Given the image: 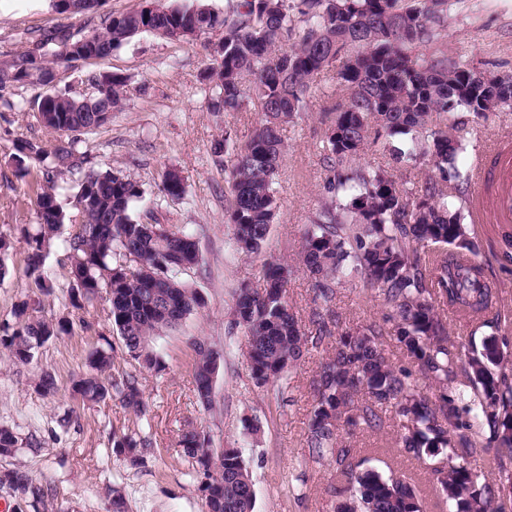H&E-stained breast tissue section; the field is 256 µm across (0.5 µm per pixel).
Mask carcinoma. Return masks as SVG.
<instances>
[{"label": "carcinoma", "instance_id": "cac0c4a2", "mask_svg": "<svg viewBox=\"0 0 512 512\" xmlns=\"http://www.w3.org/2000/svg\"><path fill=\"white\" fill-rule=\"evenodd\" d=\"M458 0H240L224 18L197 8L208 30L224 28L220 62L210 67L214 83L211 109L240 112L247 105L262 119L243 142L224 131L225 170L231 204L228 223L233 243L246 255L260 254L277 211L275 178L284 151L280 125L304 112L313 97L316 78L335 71L344 97L325 133L324 152L332 164L330 202L321 207L303 237L300 258L316 280L323 310L331 312L336 286L362 277L392 310L387 329L376 322L344 330L331 345L312 383L308 447L319 459L336 465L347 497L337 512H423L414 489L397 475L358 469L351 448L339 440L342 425L352 431H379L380 411L391 410L404 450L429 460L430 481L444 496L448 512H504L500 494L512 496V371L501 368L503 356L493 339L466 355L448 332V313L485 325L494 295L481 281L474 263L475 247L465 216L437 180L469 183L456 158L459 140L428 128L432 113L487 118L512 108V75L488 82L473 78V67L437 48L429 56L420 48L439 40L448 12ZM186 7L154 3L153 10L123 13L104 21L94 33L95 56L112 50L142 32L179 39V21ZM306 23L290 42L294 14ZM38 47H55L52 59L25 53L0 67V90L23 83L30 72L45 74V64L67 67L76 60L61 30L45 32ZM126 79L105 75L89 100L58 93L50 112H40L42 126L65 134L66 145L48 152L29 141L15 146L17 169L35 159L46 173L87 163L78 149L82 136L110 121L119 110ZM385 141L388 160L359 167L356 161L370 140ZM429 168L431 175L412 183L397 170ZM162 191L184 192L177 172L166 173ZM140 193L118 170L88 167L77 194L85 220L61 241L81 282L69 283L73 307L81 309L107 296L109 320L125 353L138 371L162 370L153 341L203 306V298L183 275L202 263L193 233L178 228L157 233L155 225L133 219ZM52 185L36 194L39 224L27 232L25 275L47 295L53 284L44 276L46 254L58 237L65 214L56 205ZM292 269L281 259L264 263L263 287L244 283L233 307L235 326L247 338L250 379L257 387L281 380L309 348L322 345L321 335L306 332L287 299ZM40 299L27 298L14 309L16 323L0 324V348L12 361L28 363L35 350L70 331L67 320L46 321L37 313ZM400 347L408 366L397 368L387 356L384 337ZM194 383L198 400L213 404L212 376L224 362V351L195 343ZM112 343L93 350L87 371L73 383L86 403L117 397L123 405L146 412L139 376L111 373ZM435 387L427 392L411 368ZM488 434L486 442H466V454L486 458L497 472L499 494L481 483V474L459 462L456 444L466 433ZM112 453L136 465L153 440L139 431L112 434ZM19 437L0 427V457L18 451ZM179 455L191 463L197 489L208 512H254L252 476L239 448H214L211 439L187 424L178 439ZM44 503V490L27 472H0V486Z\"/></svg>", "mask_w": 512, "mask_h": 512}]
</instances>
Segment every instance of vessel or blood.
I'll list each match as a JSON object with an SVG mask.
<instances>
[{"label":"vessel or blood","mask_w":512,"mask_h":512,"mask_svg":"<svg viewBox=\"0 0 512 512\" xmlns=\"http://www.w3.org/2000/svg\"><path fill=\"white\" fill-rule=\"evenodd\" d=\"M476 218L492 213L495 223L512 224V139L495 142L480 165L472 196Z\"/></svg>","instance_id":"b4317fda"}]
</instances>
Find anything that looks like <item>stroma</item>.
<instances>
[{
  "mask_svg": "<svg viewBox=\"0 0 512 512\" xmlns=\"http://www.w3.org/2000/svg\"><path fill=\"white\" fill-rule=\"evenodd\" d=\"M143 0H103L99 9L83 15L56 10L53 0H0V64L34 46L42 31L68 26L74 37L100 28L108 15L139 9ZM224 39L216 28L193 41H173L146 32L138 34L104 59L78 70L59 67L51 84L26 83L0 94V237L10 248L5 262L9 275L0 280V323L13 321L15 304L30 292L24 275L25 228L38 221L35 192L44 180L38 163L18 176L12 161L14 146L28 140L45 148L58 145V135L47 132L33 108L35 97L67 91L88 92L86 76L112 72L127 80L126 97L109 123L85 135L80 148L97 169L123 171L138 185L133 219L167 229L184 228L196 237L203 261L186 280L201 294L204 308L188 315L173 330L161 333L155 349L165 363L160 373L142 372L140 381L148 403L137 416L119 399L85 405L72 384L86 370L89 353L108 337L113 346V374L132 371L122 342L108 320L109 302L99 298L78 310L68 294L70 261L64 249L48 253L44 273L55 285L44 297L42 316L73 323L70 334L48 341L27 364L0 355V424L13 427L22 439H36L38 447L19 448L11 458H0V472L18 468L34 482L50 485L48 512H108L113 489L126 496L129 512H205L195 472L184 461L176 443L185 423L209 436L214 447L241 448L252 473L255 512H333L339 498L336 467L316 459L307 444L312 410L310 385L326 356L325 348L310 350L286 381L255 387L245 355L246 338L233 323L235 292L241 284L260 287L263 263L270 257L288 259L293 274L288 302L303 325H310L320 303L314 280L298 259L302 233L311 217L327 201V177L322 149L328 113L343 97L332 72L316 80L319 92L308 110L280 127L285 153L276 177L277 217L262 255L237 252L227 222L228 175L224 171L225 128L238 140L250 135L260 115L253 107L227 114L212 111L207 86L201 77L215 61L210 48ZM444 49L467 58L477 69L512 72V0H459L448 15ZM512 132V112L483 122L463 115L455 130L462 144L456 164L475 169L496 137ZM177 170L184 179L182 198L167 197L162 178ZM82 174L55 175L56 197L66 215L59 229L68 237L82 220L76 206ZM472 187H464L456 203L466 213L470 238L483 277L498 297L488 326L449 317L448 328L461 350L481 349L497 337L505 367H512V260L504 253L512 246V229L477 223L471 216ZM338 327L356 328L381 321L390 313L382 299L363 279L339 285L333 305ZM224 349L216 377L215 404L204 407L194 390L196 341ZM56 379L54 395L42 396L35 383L43 372ZM71 414L68 430L58 419ZM258 424L256 434L245 426ZM150 432L152 448L139 465L110 456L113 434ZM353 460L380 472H401L417 493L424 512H443L444 505L422 461L405 452L394 421L377 432L343 434Z\"/></svg>",
  "mask_w": 512,
  "mask_h": 512,
  "instance_id": "obj_1",
  "label": "stroma"
}]
</instances>
